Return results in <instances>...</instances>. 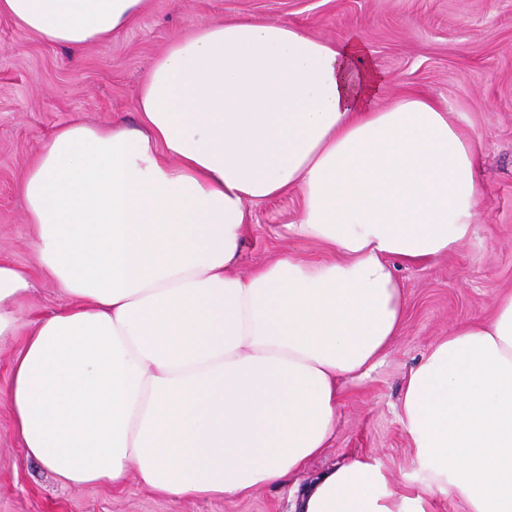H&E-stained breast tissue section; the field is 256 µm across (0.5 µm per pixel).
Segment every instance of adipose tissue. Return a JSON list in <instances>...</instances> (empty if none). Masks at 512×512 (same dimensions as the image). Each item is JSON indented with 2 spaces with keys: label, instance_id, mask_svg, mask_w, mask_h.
Segmentation results:
<instances>
[{
  "label": "adipose tissue",
  "instance_id": "1",
  "mask_svg": "<svg viewBox=\"0 0 512 512\" xmlns=\"http://www.w3.org/2000/svg\"><path fill=\"white\" fill-rule=\"evenodd\" d=\"M143 0H0L46 42L104 43ZM360 32L251 18L196 25L155 58L138 125L58 128L18 195L37 270L68 306L23 327L31 272L0 261V342L24 334L5 394L26 456L67 486L135 474L162 496L247 499L330 446L342 383L405 314L394 262L470 240L480 154L434 100L387 98ZM299 190L284 253L242 273L248 204ZM400 419L416 469L353 456L301 512H512V292L410 369Z\"/></svg>",
  "mask_w": 512,
  "mask_h": 512
}]
</instances>
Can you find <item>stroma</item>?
Masks as SVG:
<instances>
[{"label": "stroma", "mask_w": 512, "mask_h": 512, "mask_svg": "<svg viewBox=\"0 0 512 512\" xmlns=\"http://www.w3.org/2000/svg\"><path fill=\"white\" fill-rule=\"evenodd\" d=\"M241 16L286 23L328 40L361 32L389 95L425 94L448 108L478 144L476 233L431 265L395 263L407 295L404 323L379 364L344 389L331 448L310 461L296 485L247 500L178 499L119 486L62 485L26 458L0 403V512H292L302 485L346 455L376 459L392 480L414 467L400 420L409 369L462 320L490 318L499 292L512 290V0H144L138 17L102 44L64 48L0 17V259L33 268L34 234L18 182L54 131L76 119L136 126L135 96L153 60L201 22ZM298 192L251 205L243 268L286 252L325 258L319 244L288 236ZM69 297L36 277L22 323L60 309Z\"/></svg>", "instance_id": "35a3bbf8"}]
</instances>
